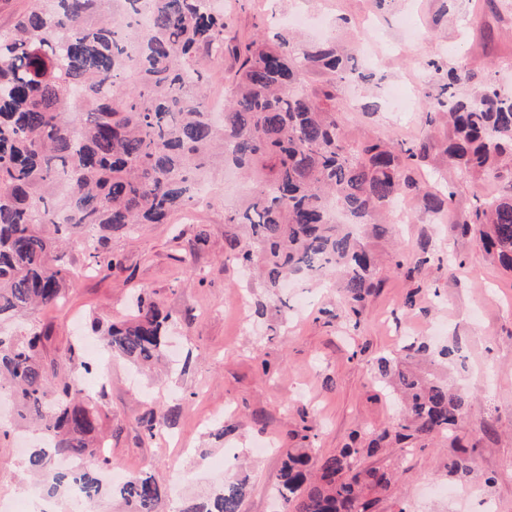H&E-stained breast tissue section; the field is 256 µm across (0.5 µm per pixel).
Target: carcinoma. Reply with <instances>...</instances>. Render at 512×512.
Returning a JSON list of instances; mask_svg holds the SVG:
<instances>
[{"label": "carcinoma", "mask_w": 512, "mask_h": 512, "mask_svg": "<svg viewBox=\"0 0 512 512\" xmlns=\"http://www.w3.org/2000/svg\"><path fill=\"white\" fill-rule=\"evenodd\" d=\"M140 0H32L12 31L0 32V321L33 306H56L81 270L68 247L96 238L85 267L105 276L112 256L108 235L138 224H165L197 202L205 170L232 168L248 181L247 197L224 213L242 226L246 244L231 242L228 259L261 270L263 287L278 294L290 276H334L361 314L375 287L377 258L332 217V198L352 224L377 234L393 201L408 196L439 210L455 196L449 184H429L421 164L447 158L462 177L507 180L461 222L478 232L484 250L512 271V95L483 81L466 97L456 86L470 79L464 66L443 71L426 122L447 120L440 139L349 144L336 113L341 84L363 75L347 65L331 42L299 46L279 30L232 47L239 62L224 92L222 120L214 117L207 71L224 64V12L203 0H148L150 25L133 29ZM329 76L312 91L307 77ZM103 347L133 365L159 360L167 347L171 315L139 297L131 318L91 321ZM46 330L0 331V389L16 397L15 421L30 422L42 445L27 466L39 491L66 494L80 482L85 504L106 493L101 471L109 457L98 450L99 402L86 394L92 373L70 344L45 359ZM382 381L401 394L404 416L365 448L312 455L288 451L277 494L292 512H370L391 475L362 466L380 442L451 434L469 407L467 393L387 357ZM59 458L93 461L77 473L55 467ZM472 471L466 448L448 459V474ZM247 481L224 482L215 495L181 512H241ZM112 492L135 512H159L161 488L141 473Z\"/></svg>", "instance_id": "cac0c4a2"}]
</instances>
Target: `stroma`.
Segmentation results:
<instances>
[{
  "label": "stroma",
  "instance_id": "obj_1",
  "mask_svg": "<svg viewBox=\"0 0 512 512\" xmlns=\"http://www.w3.org/2000/svg\"><path fill=\"white\" fill-rule=\"evenodd\" d=\"M223 2L224 36L232 42L300 10L314 22L306 38L324 31L354 58L367 79L345 88L336 104L352 144L436 135L424 112L438 83L433 60L465 65L477 83L494 77L512 94V0ZM341 17L347 25H338ZM404 83L413 100L406 122L384 109L360 111ZM434 166L455 186L445 221L419 204L398 235L369 238L384 264L358 323L348 322L336 285L300 281L278 298L226 262L240 231L225 223L224 210L239 191L234 180L218 178L208 203L113 237L106 250L120 264L110 276L79 278L64 306L33 311L27 324L51 330V357L87 335L93 317L124 319L129 298L140 292L174 319L172 362L162 376L138 373L118 356L102 364L112 376L101 411L110 481L148 472L167 499L189 502L224 479L244 478L243 512H287L275 496L284 449L328 455L394 428L396 404L373 382L377 359L402 356L413 340L453 342L457 361L438 360L426 371L468 391V413L456 438H427L413 451L367 458L396 475L374 512H483L489 501L497 512H512V272L458 228L502 185L457 178L440 159ZM424 248L431 261L419 269L415 259ZM159 410L169 412L171 426L164 437L147 438L143 422ZM227 423L234 432L218 436ZM459 446L474 466L462 480L448 473ZM27 449L19 437L0 438V512H26L17 493L33 487Z\"/></svg>",
  "mask_w": 512,
  "mask_h": 512
}]
</instances>
